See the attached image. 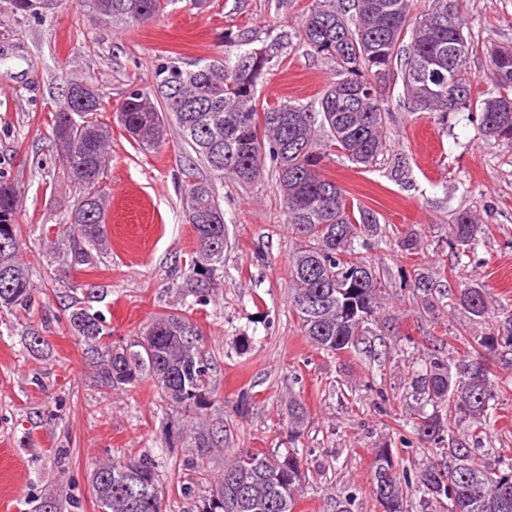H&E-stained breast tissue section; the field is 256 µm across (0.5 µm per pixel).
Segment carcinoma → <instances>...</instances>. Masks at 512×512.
Wrapping results in <instances>:
<instances>
[{"label": "carcinoma", "mask_w": 512, "mask_h": 512, "mask_svg": "<svg viewBox=\"0 0 512 512\" xmlns=\"http://www.w3.org/2000/svg\"><path fill=\"white\" fill-rule=\"evenodd\" d=\"M414 0H316L301 23L303 41L330 59L336 80L306 104L269 102L258 85L278 56V43L251 48L235 58H209L183 65L173 62L156 75L154 85L131 91L113 122L85 123L84 113L103 110L97 90L75 84L53 113L52 139L77 183L68 221L49 242L59 261L76 269L95 268L108 251L104 180L112 151V125L143 149L165 141L169 129L190 149L183 185L188 223L196 238L192 273L210 276L224 259L227 226L211 183L193 177L197 163L215 175L248 186L260 179L266 160L278 172L288 229L301 246L288 265L289 302L302 335L328 356L358 352L378 361L372 325L381 288L375 267L358 248L377 233L374 212L354 205L343 190L321 173L334 155L360 168H371L387 146L389 108L384 91L402 83L412 109L445 120L451 113L475 116L489 140L512 145V48L490 56L491 88L474 94L466 77L471 41L465 34L463 0H427L413 17ZM96 19L141 24L163 13L174 0H86ZM19 202L14 187L0 181V310L20 314L34 303L29 271L20 258ZM483 234L477 217L458 212L448 247L456 257L476 251ZM422 308L442 303L441 291L420 273L403 281ZM194 302H181L156 315L129 341L107 342L103 315L87 305L71 306L67 320L73 335L97 363L110 388L147 379L193 421L203 415L214 394L212 358L193 319L194 307L207 302L209 289L193 291ZM452 306L474 321L494 314L497 299L475 283L451 295ZM489 332L472 337L466 355L454 359L432 345L415 357L408 382L415 406L403 424L421 444L440 450V458L411 472L397 468L392 449L383 446L373 460V495L382 512H409L408 495H420L426 508L446 503V512H512V454L499 453L495 470L474 463L486 430L498 418L500 386L491 379L489 361H512V310ZM290 448L276 454H239L202 504V512H294L301 497L300 460L295 451L307 423L304 403L286 404ZM215 432H194L192 447L204 457ZM157 464L148 456L108 458L92 477L99 512H161Z\"/></svg>", "instance_id": "carcinoma-1"}]
</instances>
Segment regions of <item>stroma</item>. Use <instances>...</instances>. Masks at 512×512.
Here are the masks:
<instances>
[{"instance_id": "obj_1", "label": "stroma", "mask_w": 512, "mask_h": 512, "mask_svg": "<svg viewBox=\"0 0 512 512\" xmlns=\"http://www.w3.org/2000/svg\"><path fill=\"white\" fill-rule=\"evenodd\" d=\"M311 2L176 0L152 21L119 26L93 20L82 0H64L43 19L13 15L0 0V176L20 196L21 258L36 289L30 313L0 312V512H97L92 473L104 459L124 455L155 460L163 512H199L208 487L197 479L198 463L215 479L236 453L285 451L283 412L292 394L308 414L304 493L294 512H334L345 500L350 512H379L374 448L392 446L411 469L432 458L430 448L399 441L407 405L385 413L378 395L404 393L414 349L441 338L462 352L464 333L489 326L461 310L424 311L403 278L419 271L454 289L480 283L512 300V147L486 144L477 124L462 116L449 115L442 125L432 114L409 111L400 90L389 94V141L374 168L338 157L323 162L324 175L379 221L378 238L363 256L383 284L376 328L393 350L386 362L329 356L302 336L288 301V260L299 241L285 222L270 162L248 188L212 180L203 167L195 172L213 181L228 226L213 291L193 313L215 365V402L199 424L223 434L205 459L189 446L192 430L182 411L150 383L105 388L65 319L66 306L90 287L113 341L129 338L179 302L195 251L180 200L184 147L176 133L145 150L116 128L106 180L110 248L92 271L55 261L46 242L76 194L51 144L50 118L67 84H92L113 112L171 62L232 58L243 43L258 48L278 36L281 62L264 74L260 97L313 101L336 72L298 35ZM465 17L474 42L467 75L482 91L491 48L512 47V0H465ZM463 209L476 212L486 232L476 254L458 261L448 238ZM410 231L421 244L415 253L403 246ZM31 332L44 336L41 350L26 346ZM491 370L504 388L500 418L491 446L474 457L492 467L495 445L512 447V366L495 359Z\"/></svg>"}]
</instances>
